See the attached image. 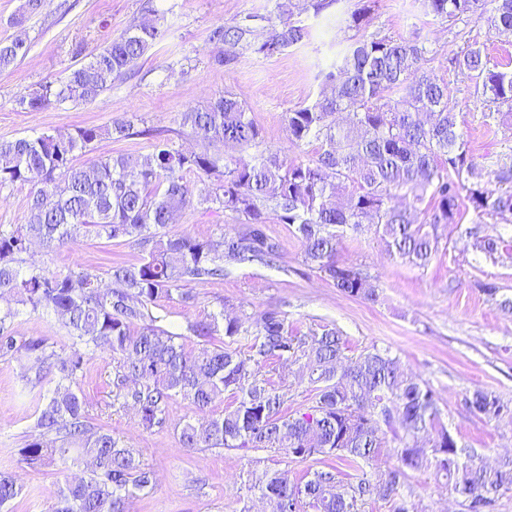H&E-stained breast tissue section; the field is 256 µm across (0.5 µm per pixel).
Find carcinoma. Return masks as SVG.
Wrapping results in <instances>:
<instances>
[{
  "mask_svg": "<svg viewBox=\"0 0 512 512\" xmlns=\"http://www.w3.org/2000/svg\"><path fill=\"white\" fill-rule=\"evenodd\" d=\"M426 12L454 23L480 14L483 0H422ZM295 0H275L267 36L257 41L245 24L222 25L209 35L218 52L214 64L236 62L238 48L266 58L304 44L307 27L295 18ZM489 29L512 33V0H497L487 17ZM164 36L153 23L124 30L64 78L22 98L30 111L52 103H92L127 75ZM29 45L21 37L0 40V70L22 59ZM424 48L410 40L361 36L325 75L330 93L285 113L288 137L301 145L320 143L315 157L288 160L275 153L251 156L262 143L249 108L227 93L204 108L180 113V128L201 142L198 152L184 151L159 130L135 129L128 117L105 126L43 133L36 138L0 142V188L30 185L25 223L0 228V355L20 354L39 392L36 426L40 437L19 449L31 469L54 465L62 473L91 462L88 475L64 479L46 512H129V503L148 495L154 471L112 431L91 426L87 403L74 389L90 356L118 357L113 384L123 404L138 412L145 430L164 425L171 399L179 397L202 422L188 421L180 430V447L233 449L243 453L270 450L295 459L321 458L325 467L299 481L288 473L266 471L248 486L258 490L267 512H361L371 497L392 503V512H408L401 487L410 471L431 470L446 480L448 493L464 499L466 512L484 505L496 512L499 497L512 490V455L492 465L459 445L441 420L433 390L406 375L397 358L373 349L356 358L345 355L339 331L328 325L310 336L293 333L277 310L256 316H228L224 310L188 325L199 348H185L183 335L157 325L152 307L163 299H193L186 285L224 277L225 265L271 262L278 244L265 232L269 216L294 228L303 246L304 263L326 274L349 297L375 302L379 289L354 266L336 261L350 231L376 225L389 255L427 265L438 249L430 228L452 224L459 199L467 193L474 218L466 228L473 247L493 262L512 258V241L490 230L488 221L512 223V166L495 172L497 188L478 181V164L469 153L448 84L422 70ZM482 90V96L505 112L488 113L512 128V72L489 66L483 50L471 44L451 58ZM133 135L154 139L145 157L98 158L85 166L77 157L101 139ZM208 177L198 204L224 210L245 225L241 234L199 239L169 231L174 216L192 205L186 176ZM355 187L346 193L349 187ZM416 201L430 198L429 218L393 204L399 195ZM125 238L143 252L140 261L117 264L107 274L112 287L88 271L53 272L19 264L34 242L53 252L79 234ZM481 290L503 311H512V296L493 283ZM54 314L67 345L54 349L47 339L16 347L12 336L15 306ZM246 340V349L235 344ZM305 359L315 405L304 412H282V395L259 369L269 360ZM235 406L221 414L212 408L224 401ZM461 402L486 421L508 412L495 394L466 391ZM403 430L392 448L398 464L374 477L367 468L385 448L381 425ZM347 463L355 474L340 477L329 459ZM21 487L8 470H0V512H14Z\"/></svg>",
  "mask_w": 512,
  "mask_h": 512,
  "instance_id": "obj_1",
  "label": "carcinoma"
}]
</instances>
